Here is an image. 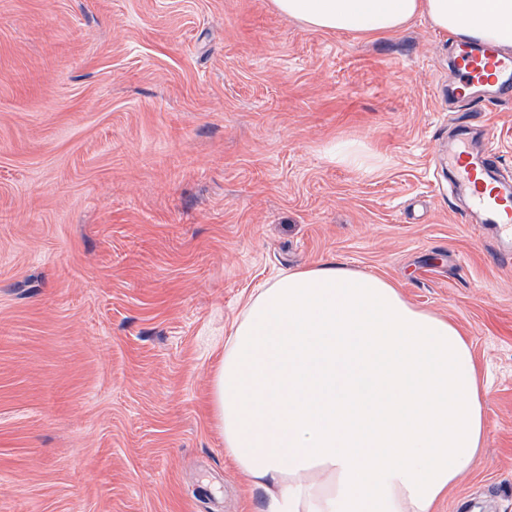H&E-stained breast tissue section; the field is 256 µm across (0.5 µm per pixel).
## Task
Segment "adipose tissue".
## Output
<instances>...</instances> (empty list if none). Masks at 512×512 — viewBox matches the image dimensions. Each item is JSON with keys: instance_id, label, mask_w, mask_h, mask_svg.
<instances>
[{"instance_id": "ef3b65f1", "label": "adipose tissue", "mask_w": 512, "mask_h": 512, "mask_svg": "<svg viewBox=\"0 0 512 512\" xmlns=\"http://www.w3.org/2000/svg\"><path fill=\"white\" fill-rule=\"evenodd\" d=\"M312 30L423 17L512 51V0H272ZM485 389L448 320L337 261L280 275L235 321L211 382L224 449L267 512H433L485 438Z\"/></svg>"}]
</instances>
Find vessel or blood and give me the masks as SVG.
<instances>
[{"mask_svg":"<svg viewBox=\"0 0 512 512\" xmlns=\"http://www.w3.org/2000/svg\"><path fill=\"white\" fill-rule=\"evenodd\" d=\"M459 83L454 90L458 102L472 100L471 88L487 87L494 97L512 98V55L487 45H459ZM448 170L456 194L467 208L500 239H512V178L502 174L495 148L476 153L466 144L448 152Z\"/></svg>","mask_w":512,"mask_h":512,"instance_id":"b4317fda","label":"vessel or blood"}]
</instances>
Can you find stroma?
Returning a JSON list of instances; mask_svg holds the SVG:
<instances>
[{
  "label": "stroma",
  "mask_w": 512,
  "mask_h": 512,
  "mask_svg": "<svg viewBox=\"0 0 512 512\" xmlns=\"http://www.w3.org/2000/svg\"><path fill=\"white\" fill-rule=\"evenodd\" d=\"M456 44L271 0H0V512H263L212 373L259 288L331 258L468 339L486 436L435 512H512V267L441 165L489 128L512 176V100L449 103ZM330 158L336 161V164L352 168L373 170L377 166L370 155L354 142L336 143V147L331 150Z\"/></svg>",
  "instance_id": "obj_1"
}]
</instances>
